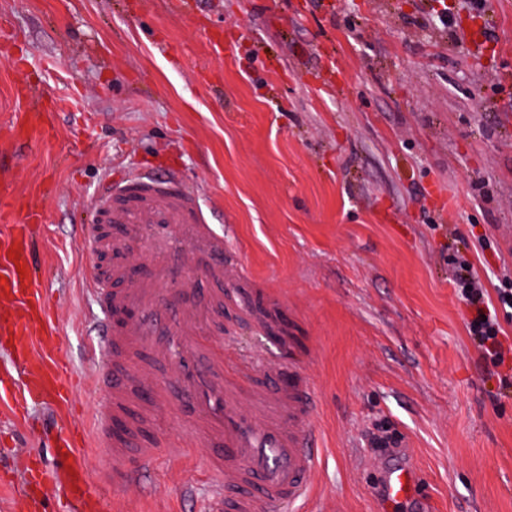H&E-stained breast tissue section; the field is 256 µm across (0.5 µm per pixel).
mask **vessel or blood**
Instances as JSON below:
<instances>
[{"label": "vessel or blood", "instance_id": "b4317fda", "mask_svg": "<svg viewBox=\"0 0 512 512\" xmlns=\"http://www.w3.org/2000/svg\"><path fill=\"white\" fill-rule=\"evenodd\" d=\"M98 225L83 236L92 255L111 250L101 225H128L126 252L179 225L191 251L179 275L162 268L150 279L130 278L114 288L111 277L85 276L91 300L87 322L89 383L104 392L92 429L72 435V377L66 346L34 276L38 238L23 224L0 226V292L11 311L0 317L30 396L50 412L38 443L53 449L51 467L37 480L63 491L69 504L89 506L85 449H104L112 459L106 483L124 487L149 473L159 457L179 459L203 451L212 487L208 512H279L302 506L314 494L311 481L323 457L319 397L288 348L273 361L255 355L235 359L224 347V310L182 305L202 280L239 281L242 271L224 252V235L210 224L200 201L175 175L131 172L105 180L94 199ZM378 489L386 506L417 499L420 473L406 458L379 462Z\"/></svg>", "mask_w": 512, "mask_h": 512}]
</instances>
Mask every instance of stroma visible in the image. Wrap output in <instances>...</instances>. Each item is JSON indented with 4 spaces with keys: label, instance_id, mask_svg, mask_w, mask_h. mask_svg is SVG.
Returning <instances> with one entry per match:
<instances>
[{
    "label": "stroma",
    "instance_id": "1",
    "mask_svg": "<svg viewBox=\"0 0 512 512\" xmlns=\"http://www.w3.org/2000/svg\"><path fill=\"white\" fill-rule=\"evenodd\" d=\"M178 2L0 0V146L33 88L47 117L7 162L19 211L42 215L36 273L74 372L90 203L108 174L174 168L244 273L225 344L281 328L320 398L306 512H379L377 423L438 512H512V359L485 370L451 273L512 279V0ZM44 411L0 401V512H29L24 476L51 455L18 442ZM87 454L103 512H204L181 495L200 456L112 488L106 452ZM388 426L383 424H376L374 431H369L368 441L371 450L378 456H384L392 452V445H395V440L387 434Z\"/></svg>",
    "mask_w": 512,
    "mask_h": 512
}]
</instances>
